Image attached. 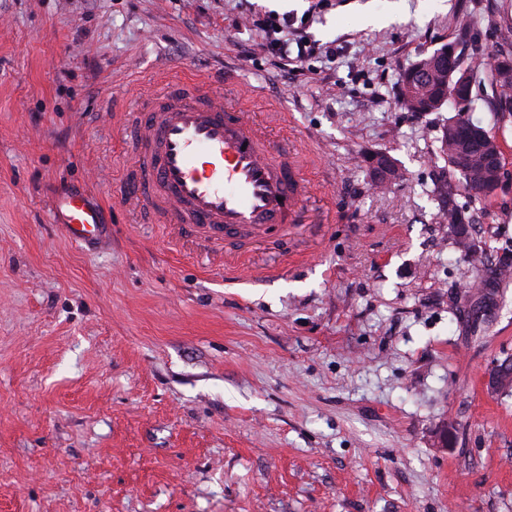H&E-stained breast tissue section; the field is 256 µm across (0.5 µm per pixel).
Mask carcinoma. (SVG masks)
Here are the masks:
<instances>
[{
  "label": "carcinoma",
  "mask_w": 512,
  "mask_h": 512,
  "mask_svg": "<svg viewBox=\"0 0 512 512\" xmlns=\"http://www.w3.org/2000/svg\"><path fill=\"white\" fill-rule=\"evenodd\" d=\"M448 51L454 52L455 69L443 71L437 59ZM400 84V104L405 110L423 113L446 108L455 113L441 129L439 154L459 172L465 189L477 194L491 192L495 184L490 182L488 170L491 159L500 154L499 146L481 123L469 117V112L474 110L481 90L489 111L503 121L512 117V51L499 54L493 61L476 55L466 63L453 44H444L410 64L401 74ZM366 174L380 189L397 178L384 153L369 159ZM441 217L456 244L469 242V226L457 208L448 206Z\"/></svg>",
  "instance_id": "cac0c4a2"
}]
</instances>
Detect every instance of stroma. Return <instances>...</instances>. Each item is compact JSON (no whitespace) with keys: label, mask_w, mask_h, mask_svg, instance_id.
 <instances>
[{"label":"stroma","mask_w":512,"mask_h":512,"mask_svg":"<svg viewBox=\"0 0 512 512\" xmlns=\"http://www.w3.org/2000/svg\"><path fill=\"white\" fill-rule=\"evenodd\" d=\"M265 11L317 46L294 83ZM449 42L512 48V0H0V512H512V391L486 387L512 280L472 278L434 190L512 265V120L472 114L501 152L477 196L435 155L448 112L399 105ZM163 71L291 136L288 240L211 249L116 199L121 115ZM73 190L106 211L95 248L48 219ZM392 166L386 154L377 153L369 159L366 174L375 187L386 189L388 185L385 184L398 176Z\"/></svg>","instance_id":"obj_1"}]
</instances>
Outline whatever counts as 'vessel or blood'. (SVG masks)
<instances>
[{
    "label": "vessel or blood",
    "instance_id": "1",
    "mask_svg": "<svg viewBox=\"0 0 512 512\" xmlns=\"http://www.w3.org/2000/svg\"><path fill=\"white\" fill-rule=\"evenodd\" d=\"M135 165L121 197H135L154 224H181L213 246L261 240L270 226L289 233L310 190L291 142L272 141L250 113L226 105L207 83L162 77L144 108L126 113ZM49 221L67 239L96 243L102 209L82 193L54 199Z\"/></svg>",
    "mask_w": 512,
    "mask_h": 512
}]
</instances>
